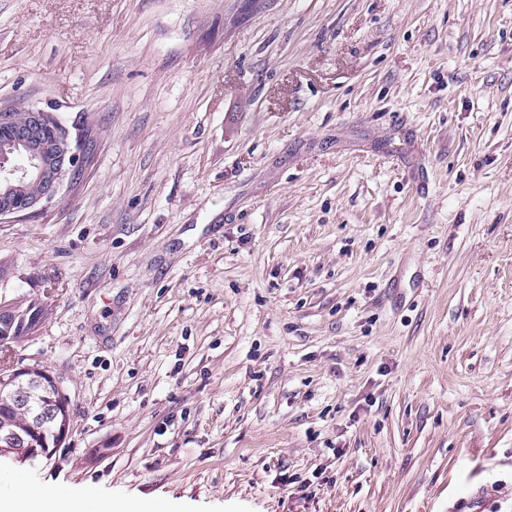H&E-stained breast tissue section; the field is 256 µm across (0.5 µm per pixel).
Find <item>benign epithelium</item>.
<instances>
[{"label":"benign epithelium","mask_w":512,"mask_h":512,"mask_svg":"<svg viewBox=\"0 0 512 512\" xmlns=\"http://www.w3.org/2000/svg\"><path fill=\"white\" fill-rule=\"evenodd\" d=\"M26 120L15 124L9 113H0V140L11 151L25 155L17 164L0 155V223L30 214L58 197L66 182L77 173L85 158L84 139L72 136L55 114L28 107ZM41 181L39 195L19 206L12 202L15 185L27 179ZM23 303H0V318L22 325L26 320ZM0 403L24 423H0V449L19 459L49 451V442L60 444L70 432L69 401L56 379L38 366L12 368L0 366Z\"/></svg>","instance_id":"obj_1"}]
</instances>
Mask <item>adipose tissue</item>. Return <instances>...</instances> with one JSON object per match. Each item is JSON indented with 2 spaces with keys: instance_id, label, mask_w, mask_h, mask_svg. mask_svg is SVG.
<instances>
[{
  "instance_id": "ef3b65f1",
  "label": "adipose tissue",
  "mask_w": 512,
  "mask_h": 512,
  "mask_svg": "<svg viewBox=\"0 0 512 512\" xmlns=\"http://www.w3.org/2000/svg\"><path fill=\"white\" fill-rule=\"evenodd\" d=\"M0 512H121L116 505L91 490L79 494L66 489L45 491L24 488L17 496L1 500Z\"/></svg>"
}]
</instances>
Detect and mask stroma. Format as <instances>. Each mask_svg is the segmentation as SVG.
Segmentation results:
<instances>
[{"instance_id":"1","label":"stroma","mask_w":512,"mask_h":512,"mask_svg":"<svg viewBox=\"0 0 512 512\" xmlns=\"http://www.w3.org/2000/svg\"><path fill=\"white\" fill-rule=\"evenodd\" d=\"M96 147L0 224L19 480L175 512H512V0H0V109ZM0 402L25 421L0 423V449L19 459L49 451L47 434L57 447L70 432L69 401L56 379L38 366H0Z\"/></svg>"}]
</instances>
